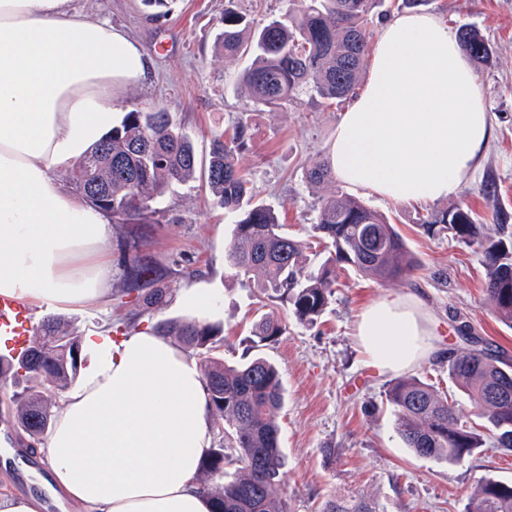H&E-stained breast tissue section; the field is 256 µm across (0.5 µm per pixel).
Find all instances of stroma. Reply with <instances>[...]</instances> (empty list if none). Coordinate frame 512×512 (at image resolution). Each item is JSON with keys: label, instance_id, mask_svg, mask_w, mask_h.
<instances>
[{"label": "stroma", "instance_id": "stroma-1", "mask_svg": "<svg viewBox=\"0 0 512 512\" xmlns=\"http://www.w3.org/2000/svg\"><path fill=\"white\" fill-rule=\"evenodd\" d=\"M225 0H173L167 16H154L142 0H73L89 21H107L124 30L152 57L144 84L119 87L112 102L118 112L133 109L170 112L193 140L199 170H206L213 133L246 117L251 138L239 163L251 175L256 201L274 208L280 223L298 239H310L319 199L332 193L355 196L396 224L418 268L408 280H377L343 272L340 286L316 323L297 321L280 301L268 299L252 282L232 275L224 262L236 217L216 207L204 179L194 188H179L166 197L165 207L182 216L179 224H158L145 249L162 266L175 267L173 290L161 318H183L190 311L181 301L186 289L219 296L214 315L224 324L226 363L248 354L265 357L279 370L284 406L278 417L285 456L282 490L291 512H319L332 496L350 494L372 500L378 512H464L477 484L488 477L512 481V452L483 448L456 464L416 456L404 447L385 391L391 373L370 367L356 336L358 314L368 302L387 293L418 296L435 331L437 352L411 367L417 376L442 392L456 395L448 378L449 349H462L456 328L473 332L512 354V328L494 314L485 291V271L476 247L450 235L432 237L419 225L423 215L468 204L487 218L495 205L512 214V0H429L425 12L442 18L450 28L477 27L495 53L491 67L475 69L484 103L494 116V132L481 166L456 193L436 201H390L343 181L312 186L304 172L327 157L328 145L346 110L310 96L277 112L254 109L238 81L249 58H227L220 34ZM494 178L498 198L486 199L480 185ZM131 239L116 225L106 248L114 278L109 300L86 309L61 311L66 327L81 336L102 326H125L136 311L121 299V256ZM275 312L288 323L278 341L253 347L251 327L261 314ZM334 456H326L325 447Z\"/></svg>", "mask_w": 512, "mask_h": 512}]
</instances>
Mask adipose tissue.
Instances as JSON below:
<instances>
[{
  "label": "adipose tissue",
  "instance_id": "ef3b65f1",
  "mask_svg": "<svg viewBox=\"0 0 512 512\" xmlns=\"http://www.w3.org/2000/svg\"><path fill=\"white\" fill-rule=\"evenodd\" d=\"M150 54L69 0H0V296L52 309L108 300L110 228L67 194L76 163L118 121L116 87ZM494 130L455 33L429 13L385 22L329 145L336 175L393 201L439 200L479 168ZM370 362L394 373L429 358L417 303L386 295L358 322ZM90 359L37 451L78 512H211L199 464L212 415L199 363L145 327L89 340Z\"/></svg>",
  "mask_w": 512,
  "mask_h": 512
}]
</instances>
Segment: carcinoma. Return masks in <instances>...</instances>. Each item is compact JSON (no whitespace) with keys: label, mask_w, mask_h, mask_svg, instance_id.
<instances>
[{"label":"carcinoma","mask_w":512,"mask_h":512,"mask_svg":"<svg viewBox=\"0 0 512 512\" xmlns=\"http://www.w3.org/2000/svg\"><path fill=\"white\" fill-rule=\"evenodd\" d=\"M376 0H304L295 15L272 17L256 24L234 8L224 7L221 47L226 57L250 56L241 81L251 104L275 112L299 94L343 101L355 90L367 55L366 25ZM461 50L479 68L492 66L494 53L484 36L470 25L457 30ZM250 128L240 118L229 138L211 139L207 186L213 204L239 215L225 251V262L236 277H257L301 323H314L336 293L339 270L353 268L380 280L404 279L417 269L401 235L381 213L344 194L319 200L314 229L326 258L311 270L305 264L308 244L288 236L274 209L253 201L247 174L237 155L247 147ZM193 143L163 110L127 112L102 142L76 162L67 175L70 187L89 206L107 214L112 223L130 227L133 245L123 256L125 296L141 316H153L168 302L167 270L142 249L153 224H182L158 207L175 186L196 181ZM330 159L305 170L309 185L330 182ZM497 232L482 233L479 216L461 204L421 220L424 233L451 234L475 245L485 267L486 292L498 319L512 327V230L508 213L494 209ZM192 352L201 366L208 408L232 429L229 441L211 447L199 465L200 481L208 488L212 512H290L279 494L284 456L277 414L284 389L279 371L262 357L224 365L218 349L224 344L219 323L195 318L161 319L152 325ZM288 332L281 318L265 313L253 324L259 341L275 342ZM459 354L449 353L448 376L472 404L467 415L448 393L417 376L388 384L386 397L405 447L415 455L459 463L481 448L512 452V359L493 344ZM84 357L81 336L48 316L39 339L16 357L0 355V377H14L15 423L30 439L40 441L52 421V403L36 385L73 383ZM484 419L479 424L475 419ZM238 466L224 479V468ZM321 512H377L354 497H329ZM465 512H512V482L483 480L470 495Z\"/></svg>","instance_id":"carcinoma-1"}]
</instances>
